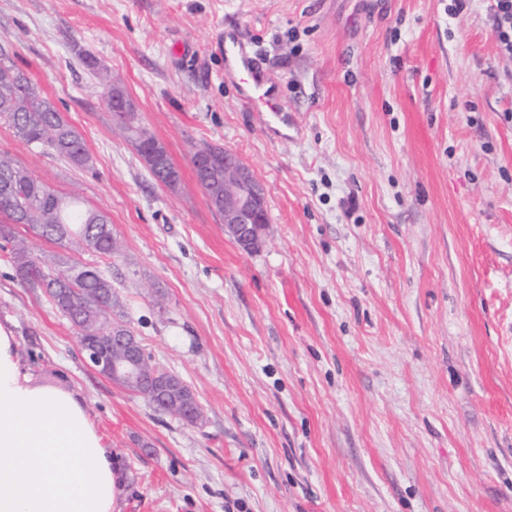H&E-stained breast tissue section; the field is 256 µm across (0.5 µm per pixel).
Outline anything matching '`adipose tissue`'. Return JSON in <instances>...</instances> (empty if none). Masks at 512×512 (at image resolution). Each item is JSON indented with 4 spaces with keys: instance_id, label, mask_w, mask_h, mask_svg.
Segmentation results:
<instances>
[{
    "instance_id": "adipose-tissue-1",
    "label": "adipose tissue",
    "mask_w": 512,
    "mask_h": 512,
    "mask_svg": "<svg viewBox=\"0 0 512 512\" xmlns=\"http://www.w3.org/2000/svg\"><path fill=\"white\" fill-rule=\"evenodd\" d=\"M118 480L78 394L23 372L0 324V512H112Z\"/></svg>"
}]
</instances>
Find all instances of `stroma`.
Here are the masks:
<instances>
[{"mask_svg":"<svg viewBox=\"0 0 512 512\" xmlns=\"http://www.w3.org/2000/svg\"><path fill=\"white\" fill-rule=\"evenodd\" d=\"M220 31L278 81L289 136L225 80ZM0 45L93 167L1 123L0 156L108 215L121 253L75 259L203 411L180 421L92 369L0 251V323L118 459L112 512H512V57L486 0H0ZM87 54L176 189L114 125ZM202 145L263 185L259 248L210 208ZM83 60L86 66L93 71V74L99 80V83L103 86V92L107 97L108 106L112 113L113 106L118 102V99L112 101V95L117 94L123 98L124 101L120 100V103L116 107L117 110H115V112H118L119 117L116 113H113L112 121L116 123L117 119L120 118L118 129L123 132L127 140L132 144L137 154L148 168L150 174L159 182V171L156 170V167L153 166L150 160L152 153L155 151L157 140L141 124L138 113L136 112L133 104L126 96L125 92L115 86L114 82L111 81L107 70L101 67L97 60L90 55L85 56ZM153 156L158 168L161 169L163 173L168 174V176L161 181V184L168 189L176 188L180 182L179 171L174 165L171 167L166 163V156L164 152L162 154L159 151H155Z\"/></svg>","mask_w":512,"mask_h":512,"instance_id":"35a3bbf8","label":"stroma"}]
</instances>
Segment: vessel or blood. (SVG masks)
<instances>
[{"label":"vessel or blood","instance_id":"b4317fda","mask_svg":"<svg viewBox=\"0 0 512 512\" xmlns=\"http://www.w3.org/2000/svg\"><path fill=\"white\" fill-rule=\"evenodd\" d=\"M224 76L238 81L244 103L263 113L267 124L283 122L284 115L275 100L272 82L258 76L252 57L239 40L228 38L224 41Z\"/></svg>","mask_w":512,"mask_h":512}]
</instances>
